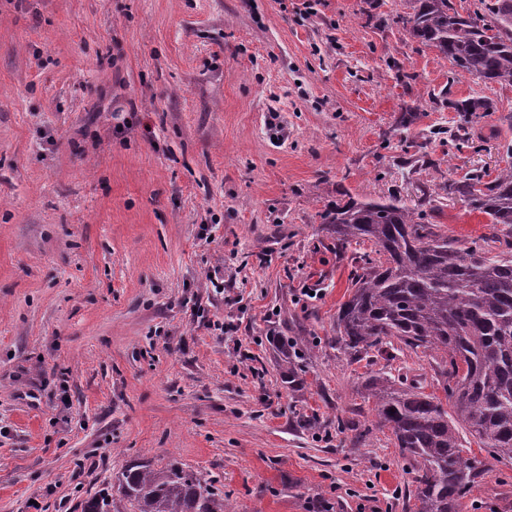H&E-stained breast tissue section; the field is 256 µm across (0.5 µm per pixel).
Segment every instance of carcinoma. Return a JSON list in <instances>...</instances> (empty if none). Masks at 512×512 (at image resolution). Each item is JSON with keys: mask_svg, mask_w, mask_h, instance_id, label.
Instances as JSON below:
<instances>
[{"mask_svg": "<svg viewBox=\"0 0 512 512\" xmlns=\"http://www.w3.org/2000/svg\"><path fill=\"white\" fill-rule=\"evenodd\" d=\"M409 4L396 22L448 58L454 74L512 85V0H489L464 14L452 0ZM451 105L465 116L457 139L471 141L488 100ZM448 190L486 215L492 233L462 244L395 197L351 199L322 215L336 250L361 240L376 246L375 256L355 258L331 343L351 363L374 353L392 360L399 345L421 348L436 363L444 401L425 393L421 380L383 373L366 382L377 424L391 430L406 463L416 512H460L481 474L463 455L468 444L512 462V163L489 181L479 171L451 180ZM503 238L504 249L497 246ZM277 343L286 363L303 366L308 353H290L285 336ZM82 512H224V495L175 460L160 468L132 463L117 485L84 501Z\"/></svg>", "mask_w": 512, "mask_h": 512, "instance_id": "cac0c4a2", "label": "carcinoma"}]
</instances>
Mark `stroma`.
<instances>
[{
	"instance_id": "stroma-1",
	"label": "stroma",
	"mask_w": 512,
	"mask_h": 512,
	"mask_svg": "<svg viewBox=\"0 0 512 512\" xmlns=\"http://www.w3.org/2000/svg\"><path fill=\"white\" fill-rule=\"evenodd\" d=\"M408 10L0 0V512H81L137 458L182 463L224 512H414L390 431L357 444L336 420L373 421L366 377L429 376L431 357L329 346L354 265L320 215L395 195L488 234L446 186L506 165L512 85L454 76ZM470 97L493 110L449 143ZM422 143L432 165H409ZM471 453L462 512H512V464Z\"/></svg>"
}]
</instances>
